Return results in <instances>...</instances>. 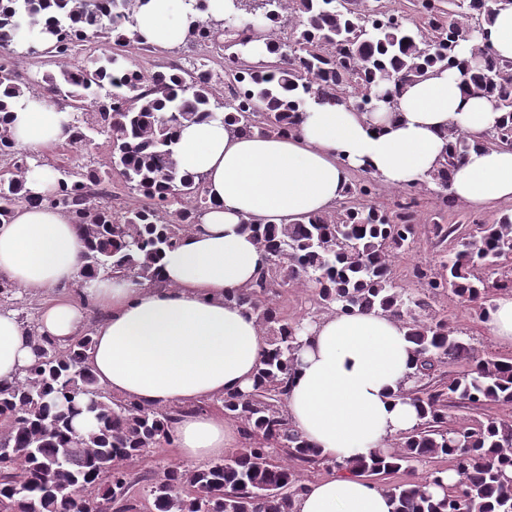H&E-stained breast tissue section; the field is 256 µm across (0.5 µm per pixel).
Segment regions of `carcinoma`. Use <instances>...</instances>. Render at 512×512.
I'll use <instances>...</instances> for the list:
<instances>
[{
    "label": "carcinoma",
    "instance_id": "obj_1",
    "mask_svg": "<svg viewBox=\"0 0 512 512\" xmlns=\"http://www.w3.org/2000/svg\"><path fill=\"white\" fill-rule=\"evenodd\" d=\"M139 0H0V42L18 47L17 58L43 55L59 64L44 77L45 89L70 108L66 144L89 147L94 135L112 144L104 170L53 165L39 153L21 150L13 140L8 114L28 97L14 69L0 64V221L23 205H48L67 213L85 242L78 283L120 272L132 283L160 284L155 267L198 223L209 207L201 177L180 169L175 158L177 130L187 122L215 116L211 86L215 74L195 60L145 74L118 52L71 63L88 34L115 35V45H151L135 30ZM442 0H414L425 29L403 25L395 10L358 0H233L222 19L206 15V0H184L191 24L188 49L218 46L235 86L222 103L224 122L247 133L285 136L298 130L312 103H343L354 98L359 111H371L383 98L394 108L395 91L433 68L461 67L456 47L472 43L474 65L463 71L465 91L490 100L505 113L485 136L494 147H512V61L479 40L497 0H456L459 11H445ZM295 23L270 34L269 64L247 61L249 34L244 18L277 23L285 11ZM44 24L46 43L20 42L24 28ZM111 88L106 100L99 92ZM97 102L89 112V103ZM448 150L420 187L448 190L451 175L471 143L454 126ZM52 169L56 191L37 195L27 187L36 168ZM119 177L137 202L112 205V178ZM418 194L396 208L344 206L304 216L291 224L244 223L268 255V266L235 300L252 312L267 338L253 388L219 398L224 416L242 425L245 446L236 455L206 467L168 466L141 476L153 512H294L304 489L299 465L317 463L315 451L288 422L284 401L300 347L303 320L281 316L273 303L294 286L313 289L315 314L378 309L406 329L415 362L403 395L418 405L422 422L398 436V451L332 461L337 472L370 477L396 473L412 461L446 457L458 484L436 498L426 490L435 472L389 488L394 512H512V420L487 416L454 419L448 408L512 405V359L484 357L461 332L439 319L423 298L396 288L393 260L415 241ZM442 239L456 240L454 251L427 279L432 293L450 292L477 304L479 315L494 291L512 290V215L495 224H476L463 235L454 225H435ZM37 361L24 374L0 382V512H135L129 467L161 442L191 408L150 409L104 391L85 365L91 338L61 347L36 338ZM441 364L467 369L431 384ZM89 426L80 431L75 421ZM288 449V458L271 453Z\"/></svg>",
    "mask_w": 512,
    "mask_h": 512
}]
</instances>
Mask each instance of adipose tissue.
Returning <instances> with one entry per match:
<instances>
[{"label":"adipose tissue","mask_w":512,"mask_h":512,"mask_svg":"<svg viewBox=\"0 0 512 512\" xmlns=\"http://www.w3.org/2000/svg\"><path fill=\"white\" fill-rule=\"evenodd\" d=\"M135 19L138 34L159 47L183 43L190 23L183 0H144ZM500 118L486 99L465 96L460 70L447 69L407 86L396 111L324 103L285 137L247 134L219 115L186 124L176 159L203 178L210 206L160 260L163 287L101 276L86 288L89 303L105 312L87 357L99 384L146 407L248 391L267 342L255 316L229 295L253 282L267 255L244 221L281 224L329 212L360 169L389 186L413 185L435 166L448 125L478 140ZM67 122V113L32 98L8 125L19 146L42 148L65 140ZM450 193L475 207L512 201V149L471 150ZM83 251L76 225L61 210L23 206L0 223V280L55 295L33 330L0 310V381L35 361L36 336L62 344L79 336L84 305L60 290L76 282ZM300 339L287 415L322 457L369 456L420 423L416 406L398 395L413 353L397 319L375 310L336 314L307 324ZM171 435L189 460L221 457L239 438L234 426L205 412L181 415ZM295 512H394V505L386 489L342 475L306 483Z\"/></svg>","instance_id":"ef3b65f1"}]
</instances>
